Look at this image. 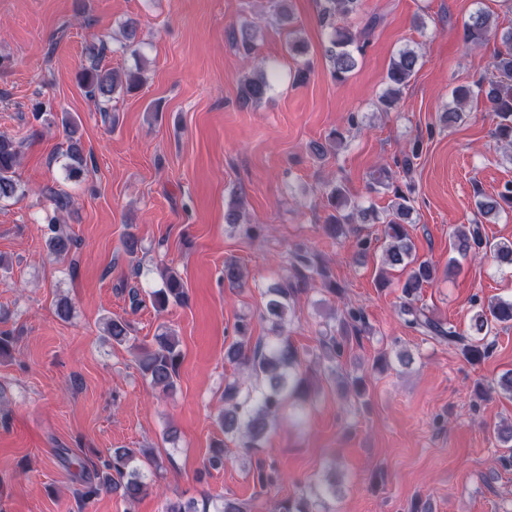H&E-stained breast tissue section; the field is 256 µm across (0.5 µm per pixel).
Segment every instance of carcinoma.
I'll return each mask as SVG.
<instances>
[{
    "instance_id": "carcinoma-1",
    "label": "carcinoma",
    "mask_w": 512,
    "mask_h": 512,
    "mask_svg": "<svg viewBox=\"0 0 512 512\" xmlns=\"http://www.w3.org/2000/svg\"><path fill=\"white\" fill-rule=\"evenodd\" d=\"M319 2L320 21L330 29L324 46V57L329 63L332 78L342 82L356 69L358 55L362 53L366 38L376 25L377 19H372L361 31L355 32L347 26H336L335 20L356 14L361 0ZM268 4L270 16L276 24L283 27L291 25L290 0H268ZM255 27L253 22L241 21L232 26L230 33L237 52L247 58L256 57L258 51ZM492 38L500 39L505 50L494 57L491 75L486 81L473 87H456L452 92V102L448 104V111L443 113L442 120L450 124L462 120L466 103L473 98H483L497 119L494 138L497 143L506 146L504 156L512 162V27L499 30L491 22L490 14L482 8L471 13L464 21L465 43L481 45ZM121 42L128 49L141 44L137 20L130 18L124 23ZM103 50L102 44L92 43L86 47L89 64L83 66L78 73V85L90 99L107 105L112 102L116 92L139 89L143 76L139 69L117 71L102 67ZM419 58L418 51L409 47L399 50L393 57L388 68L385 89L379 97L383 110L387 111L398 104L403 90L415 73ZM275 79V71L265 67L264 62H258L253 72L240 79V99L245 104L262 102L271 91ZM63 127L68 142L66 157L69 162L65 164L66 176L70 180L78 181L88 173V160L84 155L81 137L77 136L76 120L71 117L64 118ZM346 140V132L333 129L323 142L312 143L310 150L317 160L323 161L337 153ZM21 147V141L0 134V200L25 195V190L16 176ZM421 148L422 142L418 139L403 154L401 168L404 173L413 171ZM43 196L49 201L53 211V215L47 218V248L55 257L64 258L77 247V239L66 225L59 222L57 214L70 208L71 196L53 186L45 187ZM395 198L396 202L381 217L376 211L362 208L341 184L331 182L323 191L324 208L327 211L325 228L331 236L337 237L346 234L350 224H364L368 221L383 224L387 241L383 262L405 270V277L398 284L401 288L399 316L402 321L414 331L458 346L467 360L481 359L488 350L484 340L496 327L512 324V299H496L486 305L477 306L468 330L462 333L432 317L424 307L417 305L422 289L434 281L436 269L429 261L416 255L414 244L406 230V225L413 223L412 199L399 190L395 191ZM477 206L484 219L496 217L506 210L511 211L512 182L506 183L496 196L480 200ZM451 248L458 257L449 259V276L458 272L460 257L467 259L482 255L491 258L500 268H512V241L490 242L482 234L479 223L457 228L452 236ZM290 255L289 273L268 284L264 290L266 302L262 317L270 324L269 339L249 347V323L243 320L236 328L237 339L227 346L224 354L228 362L240 365L248 371L249 376L256 378V384L250 386L236 379L227 383L224 387V409L218 414V422L224 432L236 434L241 447L246 449L261 447L279 413L290 400L302 396L306 390V380L299 372L302 355L285 335L295 299L317 278L327 282L332 293L340 291L336 282L331 280L326 267L315 262L306 246H295ZM224 281L239 288L246 284L245 273L236 261L224 262ZM149 298L156 309L164 310L171 304L186 302L187 288L177 273L168 271L162 276V287L151 291ZM130 330V322L126 319L109 317L105 320V335L118 344L130 340ZM366 330L367 319L363 308L354 305L346 307L340 316V330L321 336L318 351L311 354L312 360L328 374L338 375L347 339L361 336ZM180 361L179 339L169 330L155 336L152 344L137 347L138 371L150 386L163 392L174 386L179 376ZM149 468H161L153 452L116 448L112 451V456L103 460L95 470L93 479L87 482L81 497L89 500L102 491L120 490L124 498L134 500L149 487L146 473ZM309 488L308 496L302 493L278 503L277 512H313L309 507L310 500L319 501L336 495L334 483L312 482Z\"/></svg>"
}]
</instances>
